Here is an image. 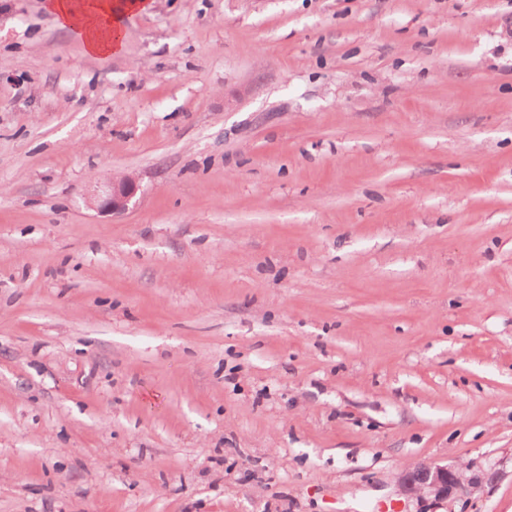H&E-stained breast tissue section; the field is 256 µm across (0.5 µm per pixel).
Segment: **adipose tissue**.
<instances>
[{
    "label": "adipose tissue",
    "instance_id": "adipose-tissue-1",
    "mask_svg": "<svg viewBox=\"0 0 512 512\" xmlns=\"http://www.w3.org/2000/svg\"><path fill=\"white\" fill-rule=\"evenodd\" d=\"M154 0H48L55 22L76 36L85 54L108 58L124 46V20L146 13Z\"/></svg>",
    "mask_w": 512,
    "mask_h": 512
}]
</instances>
